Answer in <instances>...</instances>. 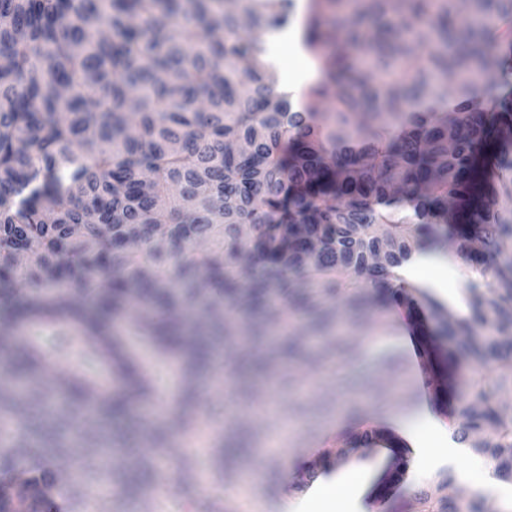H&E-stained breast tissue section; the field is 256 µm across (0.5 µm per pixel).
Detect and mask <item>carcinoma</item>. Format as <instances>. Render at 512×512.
<instances>
[{
	"label": "carcinoma",
	"mask_w": 512,
	"mask_h": 512,
	"mask_svg": "<svg viewBox=\"0 0 512 512\" xmlns=\"http://www.w3.org/2000/svg\"><path fill=\"white\" fill-rule=\"evenodd\" d=\"M341 5L311 0L302 42L327 78L296 105L263 39L292 0H0V319L23 345L0 381L28 384L0 395L15 432L0 473L26 475L0 512H37L52 461L90 489L120 481L99 464V417L159 395L174 360L194 441L206 419L189 402L233 331L269 362L298 347L280 291L287 309L301 293L316 333L338 296L359 323L369 282L405 303L394 269L448 219L478 276L462 284L470 316L432 304L456 344L433 370L444 380L463 359L473 373L436 395L453 440L512 480V96L493 93L512 75L494 52L512 47V0ZM127 316L137 336L112 334ZM371 440L351 431L341 447ZM434 483L412 494L422 512H485L450 474Z\"/></svg>",
	"instance_id": "obj_1"
}]
</instances>
